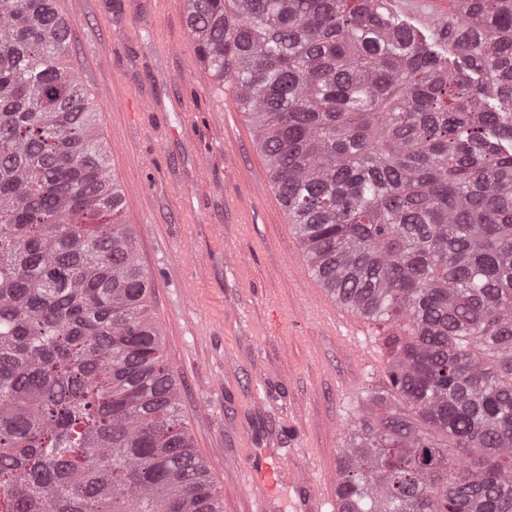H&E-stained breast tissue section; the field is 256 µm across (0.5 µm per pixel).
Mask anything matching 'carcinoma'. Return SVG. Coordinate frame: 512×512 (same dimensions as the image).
I'll return each mask as SVG.
<instances>
[{"mask_svg": "<svg viewBox=\"0 0 512 512\" xmlns=\"http://www.w3.org/2000/svg\"><path fill=\"white\" fill-rule=\"evenodd\" d=\"M186 0L312 274L386 327L336 512H512V0ZM53 0H0V512H223ZM419 0H396L394 7L405 14V16L418 28L424 29L435 25L433 20L435 16L444 12L443 6L437 1L440 0H423L426 9L423 11L417 2Z\"/></svg>", "mask_w": 512, "mask_h": 512, "instance_id": "obj_1", "label": "carcinoma"}]
</instances>
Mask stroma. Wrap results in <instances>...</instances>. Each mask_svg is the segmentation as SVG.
<instances>
[{
    "label": "stroma",
    "mask_w": 512,
    "mask_h": 512,
    "mask_svg": "<svg viewBox=\"0 0 512 512\" xmlns=\"http://www.w3.org/2000/svg\"><path fill=\"white\" fill-rule=\"evenodd\" d=\"M74 72L99 111L150 312L194 445L223 495L237 463L337 485L351 412L386 382L375 325L312 275L251 122L196 52L185 0H56Z\"/></svg>",
    "instance_id": "obj_1"
}]
</instances>
